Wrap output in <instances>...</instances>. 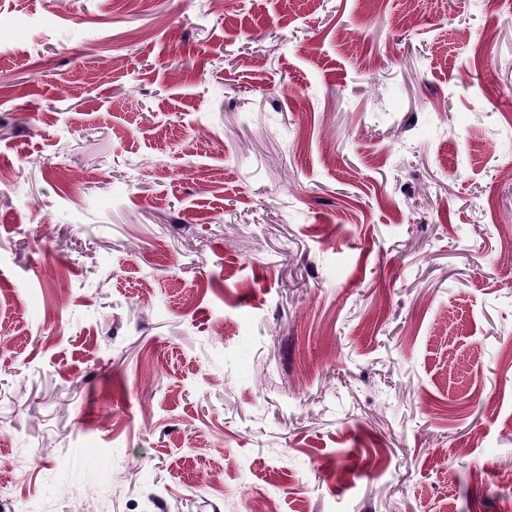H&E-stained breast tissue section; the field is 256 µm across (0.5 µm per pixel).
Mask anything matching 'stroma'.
<instances>
[{"mask_svg": "<svg viewBox=\"0 0 512 512\" xmlns=\"http://www.w3.org/2000/svg\"><path fill=\"white\" fill-rule=\"evenodd\" d=\"M512 0H0V512H512Z\"/></svg>", "mask_w": 512, "mask_h": 512, "instance_id": "1", "label": "stroma"}]
</instances>
